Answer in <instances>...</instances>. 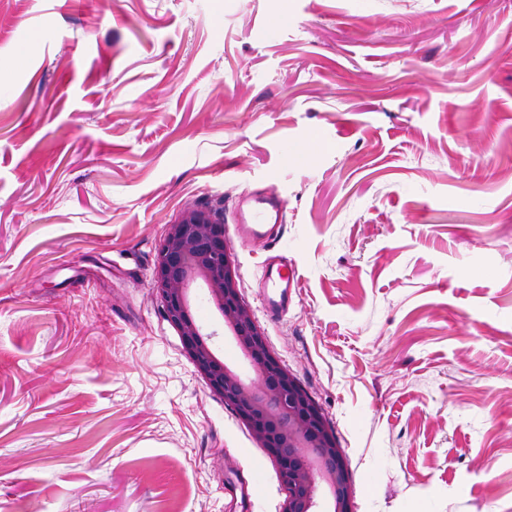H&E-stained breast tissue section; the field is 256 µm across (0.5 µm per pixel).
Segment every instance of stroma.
I'll list each match as a JSON object with an SVG mask.
<instances>
[{
  "mask_svg": "<svg viewBox=\"0 0 512 512\" xmlns=\"http://www.w3.org/2000/svg\"><path fill=\"white\" fill-rule=\"evenodd\" d=\"M270 190L277 321L235 227ZM190 205L353 512H512V0H0V512H281L154 288ZM262 271L258 288L264 314L278 319L288 313L291 290L295 288L297 273L292 263L279 254L268 255L260 265Z\"/></svg>",
  "mask_w": 512,
  "mask_h": 512,
  "instance_id": "35a3bbf8",
  "label": "stroma"
}]
</instances>
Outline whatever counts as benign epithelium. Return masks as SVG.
I'll use <instances>...</instances> for the list:
<instances>
[{"instance_id":"benign-epithelium-1","label":"benign epithelium","mask_w":512,"mask_h":512,"mask_svg":"<svg viewBox=\"0 0 512 512\" xmlns=\"http://www.w3.org/2000/svg\"><path fill=\"white\" fill-rule=\"evenodd\" d=\"M196 284L207 290L222 326L250 363L254 377L245 378L225 364L212 344V334L197 324L191 304ZM154 288L196 371L276 459L287 490L282 512H317L323 487L332 497L330 512H352L342 448L310 394L272 356L242 297L223 222L210 212L188 207L167 225Z\"/></svg>"}]
</instances>
